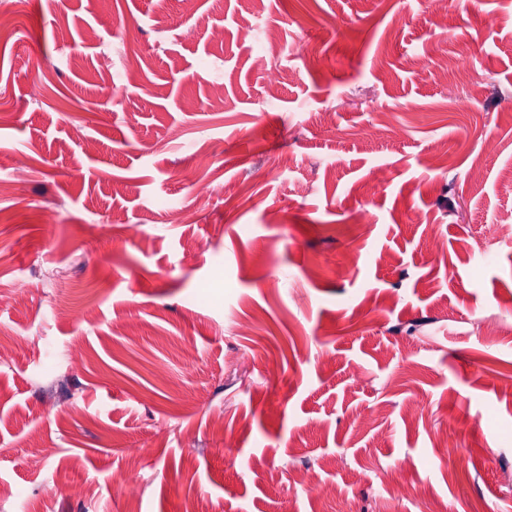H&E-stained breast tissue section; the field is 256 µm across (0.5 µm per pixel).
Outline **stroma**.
Wrapping results in <instances>:
<instances>
[{"mask_svg":"<svg viewBox=\"0 0 512 512\" xmlns=\"http://www.w3.org/2000/svg\"><path fill=\"white\" fill-rule=\"evenodd\" d=\"M5 13L0 512H512V0Z\"/></svg>","mask_w":512,"mask_h":512,"instance_id":"obj_1","label":"stroma"}]
</instances>
